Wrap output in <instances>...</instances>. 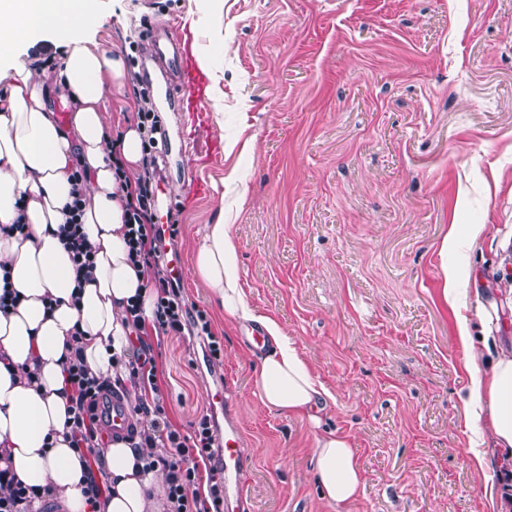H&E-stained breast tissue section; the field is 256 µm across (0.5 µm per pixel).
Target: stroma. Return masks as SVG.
Returning <instances> with one entry per match:
<instances>
[{
    "instance_id": "stroma-1",
    "label": "stroma",
    "mask_w": 512,
    "mask_h": 512,
    "mask_svg": "<svg viewBox=\"0 0 512 512\" xmlns=\"http://www.w3.org/2000/svg\"><path fill=\"white\" fill-rule=\"evenodd\" d=\"M96 39L131 78L107 94L112 130L137 121L144 41L186 23L210 60L223 143L251 153L206 156L184 145L181 117L151 94L168 150L152 180L178 227L187 307L206 313L223 352L209 369L195 328L148 336L172 424L209 414L217 374L233 388L253 512H331L316 484L306 422L252 393L243 329L192 269L204 225L228 211L249 300L277 320L336 397L327 429L348 435L364 469L350 512H493L497 465L470 453L460 392L474 377L458 338L478 288H512V0H92ZM238 181L224 183L230 169ZM206 195L190 194V179ZM245 202H238L239 186ZM457 249L441 256L449 225ZM460 274L443 298L442 263Z\"/></svg>"
}]
</instances>
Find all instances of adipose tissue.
Returning a JSON list of instances; mask_svg holds the SVG:
<instances>
[{
    "label": "adipose tissue",
    "mask_w": 512,
    "mask_h": 512,
    "mask_svg": "<svg viewBox=\"0 0 512 512\" xmlns=\"http://www.w3.org/2000/svg\"><path fill=\"white\" fill-rule=\"evenodd\" d=\"M89 14V0H0V275L17 296L0 309V469L26 486L50 488L67 512L85 510L86 471L70 445L63 366L78 354L97 378H127L129 310L138 306L147 329L156 302L148 272L129 257L130 196L116 175L143 171V141L131 123L110 134L106 95L122 91L125 67L91 35ZM50 27L67 33L65 52L55 59L31 54ZM58 103L66 116L55 112ZM77 171L82 180L74 179ZM77 197L82 231L95 251V265L85 271L59 237ZM19 224L25 232H16ZM194 267L225 325L252 323L263 332L254 394L268 409L316 428L315 480L332 512H349L363 472L351 440L322 427L335 398L282 326L251 305L233 225L221 219L205 225ZM505 312L501 302L486 299L476 308L483 337L473 336L465 317L458 330L476 373L463 399L466 422L479 427L512 470V349H487ZM150 453L123 437L103 449L112 495L97 512H164L166 485L161 473L147 469Z\"/></svg>",
    "instance_id": "ef3b65f1"
}]
</instances>
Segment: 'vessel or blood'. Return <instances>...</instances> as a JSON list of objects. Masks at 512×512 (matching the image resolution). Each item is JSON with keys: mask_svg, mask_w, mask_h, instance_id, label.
<instances>
[{"mask_svg": "<svg viewBox=\"0 0 512 512\" xmlns=\"http://www.w3.org/2000/svg\"><path fill=\"white\" fill-rule=\"evenodd\" d=\"M145 58L162 67L167 75L166 93L183 114L185 141L206 140L209 154H219L224 145L211 137L204 107L210 81L199 64L195 35L190 26H183L175 33L155 30L145 49ZM228 391V381L220 378L206 393L211 408L224 418V438L217 450V458L224 468V508L226 512H251L245 489L244 435L229 404ZM96 415L102 435L107 439L127 433L133 423L131 406L108 393L99 398Z\"/></svg>", "mask_w": 512, "mask_h": 512, "instance_id": "obj_1", "label": "vessel or blood"}]
</instances>
